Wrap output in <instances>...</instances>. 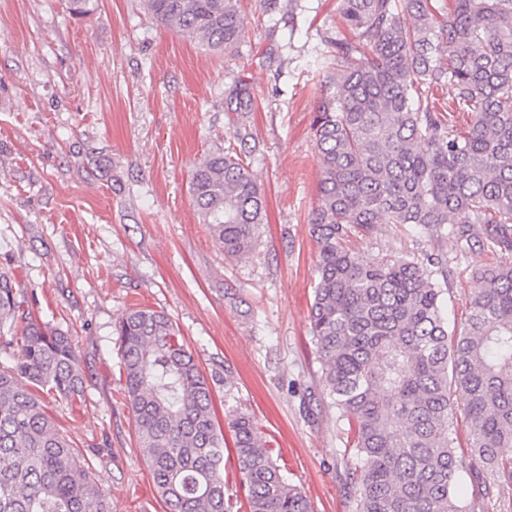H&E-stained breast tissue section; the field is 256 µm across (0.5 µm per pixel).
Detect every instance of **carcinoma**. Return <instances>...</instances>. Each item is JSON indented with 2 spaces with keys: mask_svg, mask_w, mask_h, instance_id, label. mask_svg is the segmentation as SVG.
<instances>
[{
  "mask_svg": "<svg viewBox=\"0 0 512 512\" xmlns=\"http://www.w3.org/2000/svg\"><path fill=\"white\" fill-rule=\"evenodd\" d=\"M340 0L332 70L312 121L321 157L310 217L319 251L309 324L323 394L348 426L355 512H481L512 492V0ZM166 26L222 55L240 41L238 0H145ZM448 47V65L437 52ZM467 111L448 124L432 90ZM235 127L197 163L190 193L224 256H250L264 224L261 187ZM380 224L436 239V252L363 261L353 233ZM486 254L461 274L465 317L448 322V253ZM22 328L0 368V512H112L89 462L35 395L75 400L84 377L72 340L22 309L0 271V329ZM123 395L167 512H232L213 388L170 318L146 307L118 322ZM468 454L456 450L458 419ZM248 512H313L246 412L227 415ZM469 479L475 495L457 486Z\"/></svg>",
  "mask_w": 512,
  "mask_h": 512,
  "instance_id": "1",
  "label": "carcinoma"
}]
</instances>
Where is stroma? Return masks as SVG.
<instances>
[{"instance_id":"obj_1","label":"stroma","mask_w":512,"mask_h":512,"mask_svg":"<svg viewBox=\"0 0 512 512\" xmlns=\"http://www.w3.org/2000/svg\"><path fill=\"white\" fill-rule=\"evenodd\" d=\"M338 7L239 0L241 41L218 57L144 0L74 13L67 0H0V266L31 312L73 341L83 396L39 398L112 512H165L121 391L114 326L132 307L176 323L219 379V417L239 407L255 418L313 512H353V453L322 394L308 321L324 79L311 61L331 49ZM241 88L245 114L228 106ZM242 121L267 217L254 253L230 260L197 218L189 177ZM354 245L367 260L433 250L387 224Z\"/></svg>"}]
</instances>
